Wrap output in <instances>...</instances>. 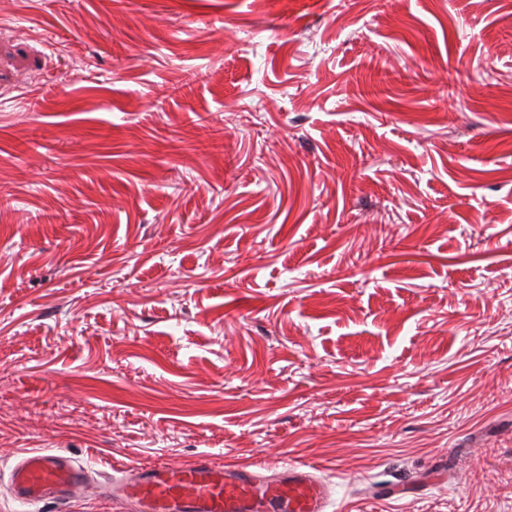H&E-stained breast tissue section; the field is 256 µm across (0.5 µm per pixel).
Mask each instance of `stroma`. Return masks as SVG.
I'll return each mask as SVG.
<instances>
[{
  "mask_svg": "<svg viewBox=\"0 0 512 512\" xmlns=\"http://www.w3.org/2000/svg\"><path fill=\"white\" fill-rule=\"evenodd\" d=\"M19 448L512 512V0H8L0 512Z\"/></svg>",
  "mask_w": 512,
  "mask_h": 512,
  "instance_id": "35a3bbf8",
  "label": "stroma"
}]
</instances>
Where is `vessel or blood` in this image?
Wrapping results in <instances>:
<instances>
[{"label":"vessel or blood","instance_id":"obj_1","mask_svg":"<svg viewBox=\"0 0 512 512\" xmlns=\"http://www.w3.org/2000/svg\"><path fill=\"white\" fill-rule=\"evenodd\" d=\"M112 512H328L334 485L319 469L298 461L225 464L206 452L181 464H131L111 482L95 486L87 466L48 449L18 452L10 492L24 505L51 503L67 512L89 488Z\"/></svg>","mask_w":512,"mask_h":512}]
</instances>
